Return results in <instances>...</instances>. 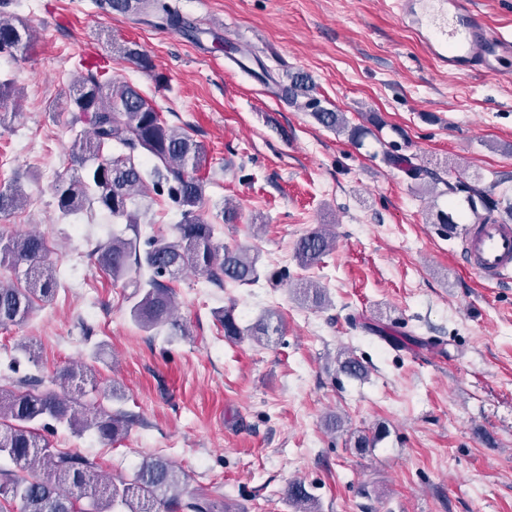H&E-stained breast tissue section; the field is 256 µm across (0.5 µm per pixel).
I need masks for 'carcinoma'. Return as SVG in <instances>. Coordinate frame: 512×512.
<instances>
[{
	"mask_svg": "<svg viewBox=\"0 0 512 512\" xmlns=\"http://www.w3.org/2000/svg\"><path fill=\"white\" fill-rule=\"evenodd\" d=\"M98 5L106 14H150L160 28L182 31L194 40L199 37V31L168 0H98ZM33 42L26 24L0 16V55L26 54ZM119 52L153 74L156 83H165L147 53L133 45ZM278 92L323 127L345 132L352 143L362 144L365 129L349 125L344 113L324 107L309 78L292 77L278 84ZM69 107L74 112L73 123L87 125L88 131L72 145L70 162L76 175L61 177L54 184L59 212L72 216L95 204L113 223L125 225V231L112 233L88 257L113 282L122 283L130 318L138 328L147 333L167 329L174 336L189 335L176 316L175 279L191 272L224 288L252 285L261 276L258 255L218 241L216 225L203 216L207 182L198 172L206 161L204 144L164 121L135 86L115 80L104 86L90 69L73 82ZM111 144L118 151L104 154ZM383 160L396 168L406 167L417 183L427 173L402 154L387 152ZM149 189L180 216L169 236L141 235L136 201ZM448 193L465 194L474 224L488 221L501 205L484 189L465 182L448 185ZM26 199L19 184L0 186V214L15 210ZM333 247L332 234L319 225L297 240L294 258L300 269L307 270L321 263ZM2 263L15 276L7 284L0 281V327L5 328L25 322L39 305L52 302L59 278L46 238L38 232L1 234ZM295 293L316 307L328 303L325 288L313 280H297ZM214 317L229 339L246 337L260 344L283 335V319L274 309L245 327L239 325L232 305ZM337 365V372L349 378H363L367 373L351 352L340 353ZM92 379L91 371L79 373L67 366L47 383L21 377L8 387L0 385V457H8L14 465L11 470H0V498L19 502V512H215L208 498L183 499L188 474L159 456L142 461L132 475L114 481L101 479L94 461L53 448L45 433L58 427L74 434L93 430L107 442L128 432L127 416L105 405L114 392L81 402L96 391L94 386L85 389ZM283 496L296 512H318L315 497L300 481L288 483Z\"/></svg>",
	"mask_w": 512,
	"mask_h": 512,
	"instance_id": "cac0c4a2",
	"label": "carcinoma"
}]
</instances>
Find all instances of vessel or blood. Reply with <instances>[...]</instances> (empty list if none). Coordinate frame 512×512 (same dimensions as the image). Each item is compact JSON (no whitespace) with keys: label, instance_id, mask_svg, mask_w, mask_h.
I'll return each mask as SVG.
<instances>
[{"label":"vessel or blood","instance_id":"vessel-or-blood-1","mask_svg":"<svg viewBox=\"0 0 512 512\" xmlns=\"http://www.w3.org/2000/svg\"><path fill=\"white\" fill-rule=\"evenodd\" d=\"M392 8L440 68L512 79V32L493 29L474 0H392ZM460 256L485 283L512 280V224L492 219L468 225Z\"/></svg>","mask_w":512,"mask_h":512}]
</instances>
